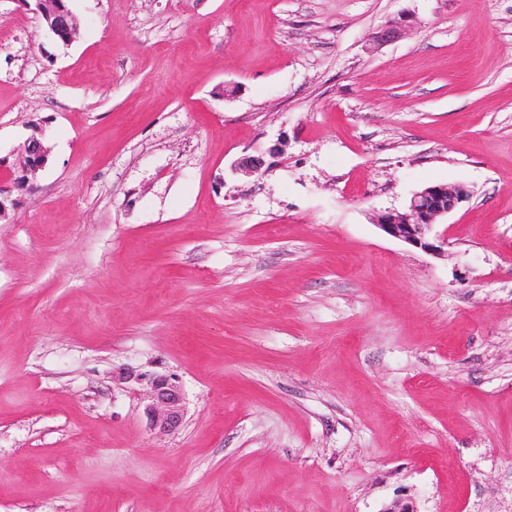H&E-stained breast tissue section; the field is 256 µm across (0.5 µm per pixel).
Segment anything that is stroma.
<instances>
[{
	"label": "stroma",
	"mask_w": 512,
	"mask_h": 512,
	"mask_svg": "<svg viewBox=\"0 0 512 512\" xmlns=\"http://www.w3.org/2000/svg\"><path fill=\"white\" fill-rule=\"evenodd\" d=\"M70 5L0 0V512H512V0ZM36 11L41 15L47 25L45 29L52 39L64 37L70 42L73 40L78 23L71 10L64 7H55L52 0H34ZM25 152V166L23 175L14 179L13 188L22 190L29 182V176L36 174L41 170L47 161L48 150L43 143L37 139H30L24 146ZM467 197L468 190L463 184H431L415 193L405 210L380 214L377 225L394 239L426 252H437L441 245L431 240L432 227ZM116 377L119 381L134 382L145 387L148 401L145 415L151 430L158 434H168L181 425L185 414V393L172 375L136 373L123 368Z\"/></svg>",
	"instance_id": "1"
}]
</instances>
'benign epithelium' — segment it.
I'll return each mask as SVG.
<instances>
[{
    "instance_id": "7a95c632",
    "label": "benign epithelium",
    "mask_w": 512,
    "mask_h": 512,
    "mask_svg": "<svg viewBox=\"0 0 512 512\" xmlns=\"http://www.w3.org/2000/svg\"><path fill=\"white\" fill-rule=\"evenodd\" d=\"M36 11L46 22L45 29L52 39L63 37L73 40L78 23L72 11L56 7L53 0H35ZM409 20L391 21L381 27L373 36L379 45L401 37ZM25 166L23 175L13 181V188L22 190L29 182V176L41 170L47 161L48 150L43 143L33 138L24 146ZM468 197L463 184H431L413 195L403 211L389 210L377 218L378 227L388 236L426 252H437L440 245L432 241V227L453 212ZM117 378L125 383L134 382L145 387L147 405L145 415L151 430L158 434L175 431L185 414V393L179 381L168 374L137 373L123 368Z\"/></svg>"
}]
</instances>
